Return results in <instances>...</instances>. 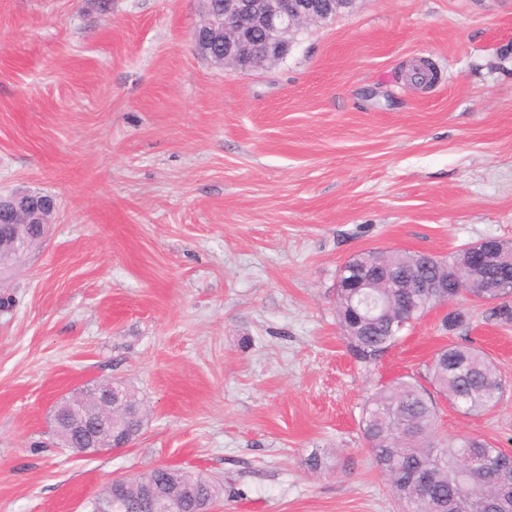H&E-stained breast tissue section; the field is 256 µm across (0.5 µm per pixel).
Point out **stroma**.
I'll use <instances>...</instances> for the list:
<instances>
[{"mask_svg":"<svg viewBox=\"0 0 512 512\" xmlns=\"http://www.w3.org/2000/svg\"><path fill=\"white\" fill-rule=\"evenodd\" d=\"M200 20L201 0H0V195L57 204L0 282V512H92L162 466L223 483L212 512H403L363 408L451 344L505 391L478 416L439 400V434L512 454V325L466 296L467 325L435 307L364 367L335 307L362 251L512 241V0H355L247 73L197 55ZM421 59L433 85L407 77ZM109 379L139 438L57 445L52 406Z\"/></svg>","mask_w":512,"mask_h":512,"instance_id":"1","label":"stroma"}]
</instances>
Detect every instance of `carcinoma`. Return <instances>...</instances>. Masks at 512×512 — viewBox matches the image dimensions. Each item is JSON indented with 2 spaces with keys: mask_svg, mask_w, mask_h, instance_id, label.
<instances>
[{
  "mask_svg": "<svg viewBox=\"0 0 512 512\" xmlns=\"http://www.w3.org/2000/svg\"><path fill=\"white\" fill-rule=\"evenodd\" d=\"M22 223L17 239L29 251L38 243L39 228L29 223L28 214L17 217ZM371 269L388 264L395 268L424 260L422 274L442 276L443 266L423 253L368 251L360 256ZM512 281V265L491 262L461 287L450 285L448 302L463 295L490 305L487 318L500 324L512 323V302L506 291L488 284ZM372 298L359 300L351 288L336 289V317L346 347L356 349V360L366 366L377 364L383 354L398 344L388 335L390 315L411 300H420L413 288H388L379 283L371 288ZM434 390L414 378H400L384 385L368 401L362 429L368 449L379 471L385 476L392 495L406 512H512V477L504 482L493 473L509 462V454L477 437L438 439L435 436L437 402L440 394L452 406L468 415H478L496 405L503 393V381L495 365L482 351L456 345L440 349L428 366ZM124 408L112 421L116 432L136 440L143 423L142 408L135 389L122 380H107ZM96 406L78 398L56 413L55 433L63 443L79 448L75 418H91ZM477 460L489 469L486 474L473 470L469 462ZM156 485L164 494L160 512H207L219 496L220 484L202 473L157 467L112 483V500L99 496L93 512H141L134 503L141 489Z\"/></svg>",
  "mask_w": 512,
  "mask_h": 512,
  "instance_id": "1",
  "label": "carcinoma"
}]
</instances>
